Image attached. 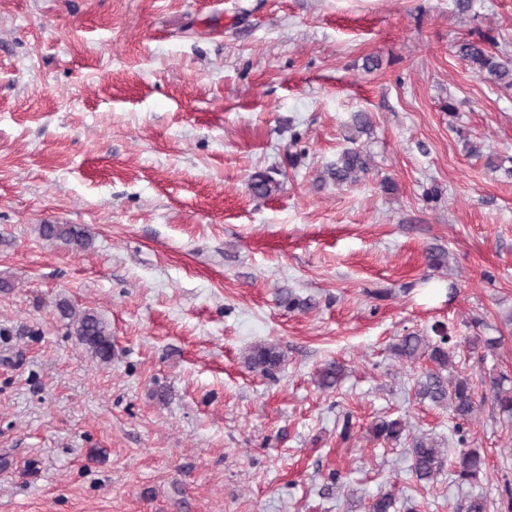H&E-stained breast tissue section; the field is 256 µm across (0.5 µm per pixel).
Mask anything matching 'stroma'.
<instances>
[{
    "label": "stroma",
    "mask_w": 512,
    "mask_h": 512,
    "mask_svg": "<svg viewBox=\"0 0 512 512\" xmlns=\"http://www.w3.org/2000/svg\"><path fill=\"white\" fill-rule=\"evenodd\" d=\"M471 4L0 0V512H368L389 491L512 512L490 390L512 380V89L457 54L487 34L512 59V0ZM356 111L372 170L321 182ZM62 299L107 318L111 362ZM440 324L474 387L462 423L416 398L431 362L392 352ZM260 343L284 354L269 376L245 364ZM380 419L447 443L433 483L368 435ZM463 448L480 480L456 476ZM272 173L278 174V171L269 169V171L257 172L252 175L249 183L250 190L259 196H269L278 190L279 182ZM41 235L48 240H61L72 250L84 249L89 243L87 231L76 224H43Z\"/></svg>",
    "instance_id": "stroma-1"
}]
</instances>
